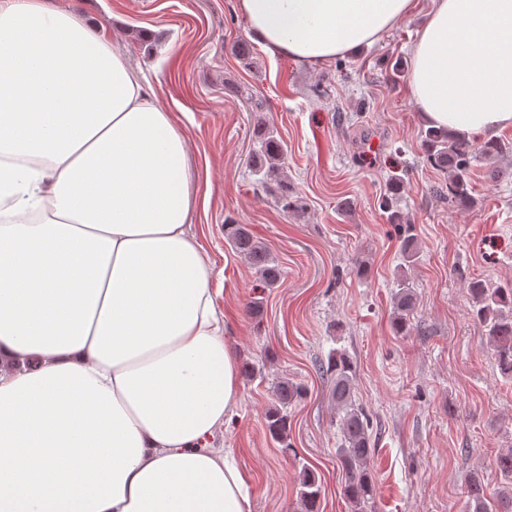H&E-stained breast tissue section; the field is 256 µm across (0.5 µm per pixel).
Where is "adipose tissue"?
Returning <instances> with one entry per match:
<instances>
[{
	"label": "adipose tissue",
	"instance_id": "adipose-tissue-1",
	"mask_svg": "<svg viewBox=\"0 0 512 512\" xmlns=\"http://www.w3.org/2000/svg\"><path fill=\"white\" fill-rule=\"evenodd\" d=\"M415 4L236 0L256 43L307 64ZM410 88L451 137L512 126V0H431ZM196 196L184 134L111 38L0 0V512H251L210 445L239 389Z\"/></svg>",
	"mask_w": 512,
	"mask_h": 512
}]
</instances>
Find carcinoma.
Instances as JSON below:
<instances>
[{
  "label": "carcinoma",
  "mask_w": 512,
  "mask_h": 512,
  "mask_svg": "<svg viewBox=\"0 0 512 512\" xmlns=\"http://www.w3.org/2000/svg\"><path fill=\"white\" fill-rule=\"evenodd\" d=\"M257 148L252 154V170L257 183L271 195L285 213L302 208L299 197L293 195L286 177L287 154L281 142L265 123L254 130ZM424 148L428 160L448 174V198L455 203L471 201L469 168L477 156L492 157L512 152V142L490 140L474 144L465 139H452L448 134L430 129L425 133ZM401 177L393 178L389 196L382 203L389 212V222L402 230L401 255L403 261L413 265L418 247L412 226L401 212L392 209V196L398 194ZM224 239L230 248L244 258L254 269L260 286L276 287L281 279V268L275 262L270 248L260 241L246 224L224 225ZM398 290L392 297L391 328L399 336L410 330V316L414 313L417 297L415 289L405 275L397 278ZM472 298L471 315L482 325L486 343L493 351L496 366L505 381L512 382V282L489 285L473 279L467 285ZM272 360L266 358L243 367L245 377L265 379L271 370ZM320 375L329 382V397L338 416L339 444L336 458L345 473L344 495L351 512H369L376 495V484L372 473L375 455L373 422L366 410L354 397L357 366L346 349L332 348L317 364ZM274 403L265 413V427L270 437L288 451V407L300 402L305 387L287 377L279 376L273 381ZM496 482L488 487L484 478L475 472L466 486V512H512V447L496 454L494 463ZM321 486L315 475L307 468L299 475L298 512H319Z\"/></svg>",
  "instance_id": "1"
}]
</instances>
